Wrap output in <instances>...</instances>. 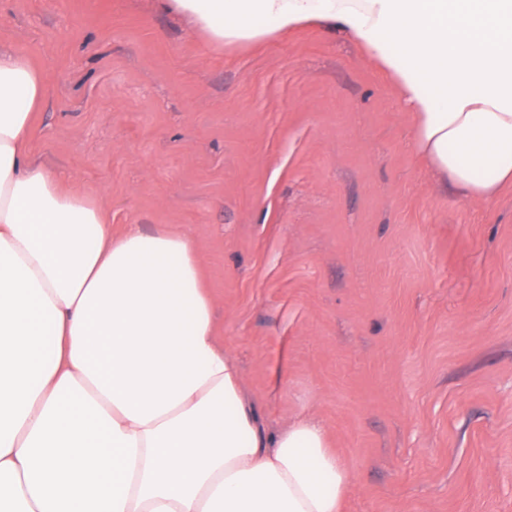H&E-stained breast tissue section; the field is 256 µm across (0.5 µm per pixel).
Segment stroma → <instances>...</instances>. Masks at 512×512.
Wrapping results in <instances>:
<instances>
[{
	"label": "stroma",
	"instance_id": "35a3bbf8",
	"mask_svg": "<svg viewBox=\"0 0 512 512\" xmlns=\"http://www.w3.org/2000/svg\"><path fill=\"white\" fill-rule=\"evenodd\" d=\"M0 46L50 75L39 159L113 230L195 236L247 392L320 417L345 512H512V185L438 182L360 46L218 48L154 0H0Z\"/></svg>",
	"mask_w": 512,
	"mask_h": 512
}]
</instances>
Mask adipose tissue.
<instances>
[{
    "instance_id": "ef3b65f1",
    "label": "adipose tissue",
    "mask_w": 512,
    "mask_h": 512,
    "mask_svg": "<svg viewBox=\"0 0 512 512\" xmlns=\"http://www.w3.org/2000/svg\"><path fill=\"white\" fill-rule=\"evenodd\" d=\"M217 46L315 23L361 43L411 144L485 201L512 183V0H159ZM49 75L0 50V512H343L322 422L260 420L193 237L113 234L30 150Z\"/></svg>"
}]
</instances>
